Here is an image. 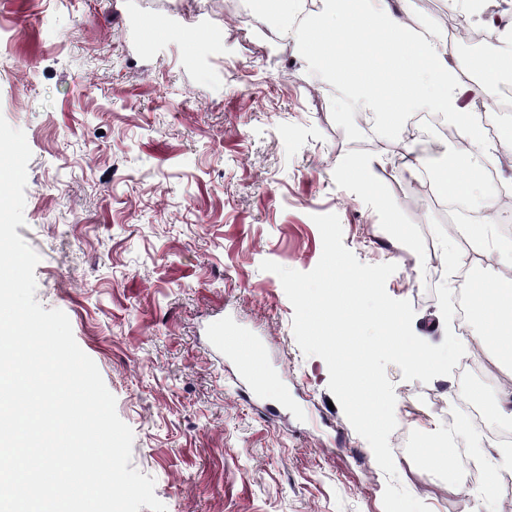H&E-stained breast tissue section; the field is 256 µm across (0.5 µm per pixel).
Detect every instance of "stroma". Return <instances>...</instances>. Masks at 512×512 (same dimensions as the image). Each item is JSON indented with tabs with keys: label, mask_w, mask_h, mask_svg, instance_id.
<instances>
[{
	"label": "stroma",
	"mask_w": 512,
	"mask_h": 512,
	"mask_svg": "<svg viewBox=\"0 0 512 512\" xmlns=\"http://www.w3.org/2000/svg\"><path fill=\"white\" fill-rule=\"evenodd\" d=\"M227 2L0 0V116L32 152L16 232L40 257L34 298L67 314L133 431L131 467L154 479L167 512H384L388 477L329 408L328 367L298 346L281 281L260 264L311 271L322 253L312 217L337 214L360 262L396 264L388 294L438 345L437 213L383 126L378 149L363 147L355 113L300 42ZM149 15L174 30L154 48ZM379 158L380 174L369 166ZM355 161L364 175L344 176ZM456 242L454 293L504 274ZM219 318L234 349L263 345L267 398L239 396L240 365L206 335ZM483 358V375L459 365L426 384L386 368L397 480L430 512L512 506V449L467 430L447 465L418 456L447 437L454 394L481 389L491 417L512 392V368Z\"/></svg>",
	"instance_id": "35a3bbf8"
}]
</instances>
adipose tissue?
<instances>
[{"mask_svg":"<svg viewBox=\"0 0 512 512\" xmlns=\"http://www.w3.org/2000/svg\"><path fill=\"white\" fill-rule=\"evenodd\" d=\"M292 0H255L252 19L279 29L284 37H301L304 59L324 69L352 97L358 111L373 112L390 133L412 112L425 109L447 117L468 151L494 157L498 146H512V125L503 127L497 144H489L473 114L487 103L473 98L461 105V86L448 56V38L420 16L405 19L390 0H321L322 21L341 32L321 36L312 28L297 30L288 21ZM512 59V36L488 43L468 61L485 85H495L504 63ZM469 315L482 327L477 346L491 350L512 366V278L474 279L468 285Z\"/></svg>","mask_w":512,"mask_h":512,"instance_id":"adipose-tissue-1","label":"adipose tissue"}]
</instances>
